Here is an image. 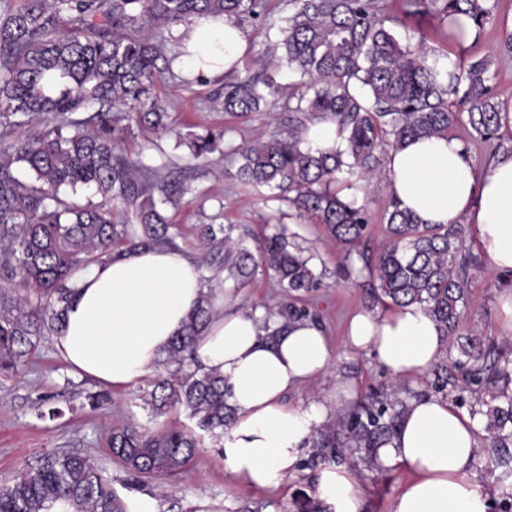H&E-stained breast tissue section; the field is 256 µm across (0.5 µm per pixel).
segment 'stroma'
<instances>
[{"label": "stroma", "mask_w": 512, "mask_h": 512, "mask_svg": "<svg viewBox=\"0 0 512 512\" xmlns=\"http://www.w3.org/2000/svg\"><path fill=\"white\" fill-rule=\"evenodd\" d=\"M512 27V0H502L496 16L485 25L479 40L468 49V56H491L492 85L500 101L512 107V56L503 57L500 42L503 31ZM207 87L197 84L183 87L171 82L157 86L156 95L166 105L175 129L187 131L194 124L226 128L223 155H211L209 162H193L187 174L189 192L178 206H166L165 211L173 228V245L186 250L193 258H201L197 227L211 223L221 215L223 223L237 225L236 232L244 246L255 248L258 239L271 233L265 219L280 213L292 243L312 253V269L320 280L319 288L302 294L300 304L311 320L324 329L333 351L329 372L309 385L289 392L291 404L306 401L314 394L333 392L337 382L347 383L354 394L341 397L342 410H349L356 401L373 394L391 393L396 382L373 354L357 351L346 343L347 323L359 311L381 309V302L371 298L368 274L362 273L363 255L377 254L387 234L384 208L391 197L389 183L382 178L372 179L366 191L358 193L371 222L355 250L345 251L336 245L321 224L300 221L294 209L281 207L271 190L262 195H249L240 189L227 171L231 167L230 151L242 142L268 138L288 115L280 107L258 114L247 123H234L221 112L206 108ZM160 141L161 151L150 148ZM127 153H142L149 164L161 163L163 158H184L187 146L176 137L156 139L151 129H134L123 143ZM464 250L473 261L467 287L470 302L460 332L463 336L494 337L496 348L512 359V339L500 334L501 313L497 297L501 290L512 289V271L497 272L490 268L473 237H466ZM209 287L224 289L227 296L242 308L260 307L276 312L285 297L282 288L263 270L241 288L227 287L223 271L205 269ZM452 383L443 386L434 372L404 380L408 392L418 397L450 400L462 413H470L474 397L470 391L454 389L460 381L461 368L450 357H442ZM107 392L109 401L102 407L91 408L88 398ZM57 408L61 417L49 419V409ZM133 422L152 430L180 427L192 430L195 419L181 405H174L158 414L145 405L139 386L123 389H103L87 377L72 375L57 356L52 337H43L31 355L28 365L17 373L0 375V485L9 482L27 464L47 452L70 451L86 456L106 470L113 489L126 501L146 496L154 500L157 512H296L297 501L314 495L315 479L320 471L311 460L312 443L304 441L295 471L279 486L254 488L237 482L224 469L221 442L210 433H202L201 448L178 476L159 482L135 483L118 463L113 461L108 436L113 427ZM337 456L352 465L362 494L363 512H391L393 501L410 475L403 470L383 469L365 464L359 450L340 448ZM491 456L487 431H480L472 463L475 483L489 498L488 512H512V478L501 479L499 470L490 469Z\"/></svg>", "instance_id": "stroma-1"}]
</instances>
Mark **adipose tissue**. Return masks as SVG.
Instances as JSON below:
<instances>
[{
    "label": "adipose tissue",
    "instance_id": "ef3b65f1",
    "mask_svg": "<svg viewBox=\"0 0 512 512\" xmlns=\"http://www.w3.org/2000/svg\"><path fill=\"white\" fill-rule=\"evenodd\" d=\"M185 40L206 65L215 42L224 63L239 61L245 34L221 20L202 18ZM385 171L392 197L422 224H467L497 271L512 270V152H500L478 170L460 140L449 134L419 138L390 151ZM207 288L197 261L180 248L142 247L76 275L65 323L54 336L69 371L100 384L140 383L179 335ZM263 309L225 304L197 338L194 356L221 374L236 415L224 433V469L254 487L278 485L295 468L300 448L324 423L333 394L295 406L286 396L324 376L332 349L311 320H275L265 327ZM348 345L371 351L398 379L427 373L448 342L437 322L417 304L361 312L350 321ZM478 423L449 401L412 400L396 431L376 450L385 469L411 473L392 512H487V498L471 479ZM315 492L327 512H361L352 472L328 466Z\"/></svg>",
    "mask_w": 512,
    "mask_h": 512
}]
</instances>
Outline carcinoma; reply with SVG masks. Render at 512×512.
Instances as JSON below:
<instances>
[{"mask_svg": "<svg viewBox=\"0 0 512 512\" xmlns=\"http://www.w3.org/2000/svg\"><path fill=\"white\" fill-rule=\"evenodd\" d=\"M289 13L274 18L270 0H0V373H14L41 337L63 326L71 278L124 252L168 242L162 206L177 204L185 181L171 178L172 160L160 166L130 158L120 144L133 127L147 125L157 137L176 134L189 158L217 152L226 130L202 127L173 132L169 113L153 95L166 79L181 86L204 84L174 70L188 54L173 29L200 17L238 26L259 23L273 37L259 69L225 75L206 97L209 109L247 119L268 111L282 87L268 73L285 68L288 127L265 141L235 148L230 174L247 190L267 188L297 215L322 224L336 243L352 249L370 223L368 211L343 201L336 183L354 187L381 173L380 155L406 141L449 132L467 107L482 142L499 138L509 121L491 85V61L464 63L424 42L401 43L389 22L387 0H286ZM499 0H402L404 16L437 20L443 41L459 16L477 30L494 17ZM334 122L348 133L346 148L327 153L306 139L308 124ZM28 127L21 141L14 131ZM23 167L31 180L16 174ZM102 201H80L87 189ZM387 242L368 272L379 297L395 306L418 304L456 336L469 301L463 275L462 226L420 224L395 199L386 207ZM278 225L252 253L224 231L202 224L200 244L209 264L222 265L242 284L257 267L294 297L316 287L310 258L295 251L288 229ZM214 314L207 296L166 351L173 372L146 380L142 399L157 411L180 404L199 426L221 438L235 419L224 376L195 363L193 346ZM484 340L466 338L459 352L474 363L470 381L489 392L492 464L512 476V361L487 362ZM393 390L391 401L361 402L338 422L317 431L316 448L350 444L374 463L376 449L397 429L408 401ZM114 460L138 480L183 471L199 441L180 429L149 430L135 424L112 429ZM0 512H129L104 471L78 453L51 452L22 468L0 487Z\"/></svg>", "mask_w": 512, "mask_h": 512, "instance_id": "cac0c4a2", "label": "carcinoma"}]
</instances>
